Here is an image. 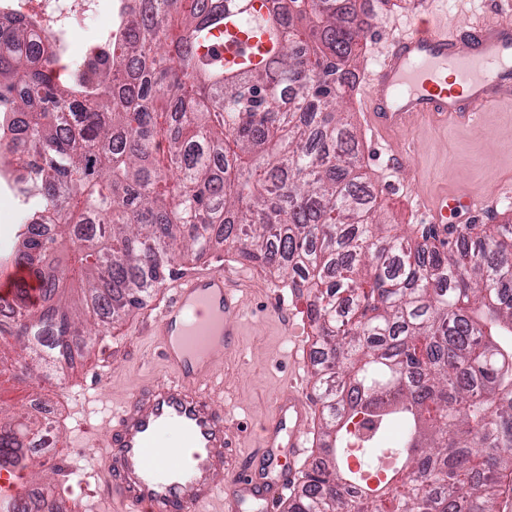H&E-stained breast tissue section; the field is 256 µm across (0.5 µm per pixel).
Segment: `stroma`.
Listing matches in <instances>:
<instances>
[{"label": "stroma", "instance_id": "obj_1", "mask_svg": "<svg viewBox=\"0 0 512 512\" xmlns=\"http://www.w3.org/2000/svg\"><path fill=\"white\" fill-rule=\"evenodd\" d=\"M426 5L437 18L462 13L478 16L485 11L486 0H389L361 18L363 48L354 73L362 74L375 48L408 29ZM359 98L358 90L350 89L341 109L358 135L362 161L380 194L385 223L419 236L424 217L418 196L434 199L460 191L491 196L501 182L512 178V110H492L472 126L417 119L402 135L408 151L405 168L399 172L389 167L386 149L372 142L365 130ZM177 268L183 273L224 271L236 279L235 293L242 302L239 316L233 319L235 334L219 356L223 372L215 381L223 393L224 419L232 438L220 477L226 485L239 464L258 448L259 429L272 416L283 387L296 386L308 399L311 414L320 411L311 376V327L295 306L310 296L306 289L283 282L274 270L221 248L200 258L185 257ZM149 314L145 307L112 324L91 351H76L72 364L53 383L11 372L0 374V408L16 412L38 401L58 422L54 453L71 469L70 480H61L37 452L24 480L28 489L44 485L57 489L53 512H86L84 505L96 488L81 478L89 467L92 444L106 435L103 421L112 404L167 376L157 347L145 331Z\"/></svg>", "mask_w": 512, "mask_h": 512}]
</instances>
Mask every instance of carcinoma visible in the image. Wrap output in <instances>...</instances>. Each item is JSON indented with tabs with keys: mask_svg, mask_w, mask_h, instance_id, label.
I'll use <instances>...</instances> for the list:
<instances>
[{
	"mask_svg": "<svg viewBox=\"0 0 512 512\" xmlns=\"http://www.w3.org/2000/svg\"><path fill=\"white\" fill-rule=\"evenodd\" d=\"M104 50L74 72L61 47L27 52L39 16L0 0V150L22 223L0 269L23 270L0 321L21 374L48 377L144 306L178 260L222 243L309 290L326 455L288 512H367L340 467L348 425L399 418L397 512H499L512 476V224L426 227L433 247L379 221L357 135L337 108L373 0H114ZM258 15L260 45L224 63V32ZM28 114L24 129L13 116ZM177 185L161 189L166 176ZM35 287L40 299L30 298ZM48 422L0 416V464L24 472Z\"/></svg>",
	"mask_w": 512,
	"mask_h": 512,
	"instance_id": "cac0c4a2",
	"label": "carcinoma"
}]
</instances>
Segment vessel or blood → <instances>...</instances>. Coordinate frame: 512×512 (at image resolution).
<instances>
[{
  "label": "vessel or blood",
  "mask_w": 512,
  "mask_h": 512,
  "mask_svg": "<svg viewBox=\"0 0 512 512\" xmlns=\"http://www.w3.org/2000/svg\"><path fill=\"white\" fill-rule=\"evenodd\" d=\"M360 104L375 141L403 168L406 150L393 139L419 116L446 125L473 123L488 109L512 107V0H491L467 29L417 18L393 36L361 80ZM490 196L443 197L421 204L428 223L444 229L455 210L482 213ZM232 279L223 273L171 280L147 331L161 346L169 380L119 403L108 418L110 435L91 456L99 503L125 512H206L221 501L225 512H267L290 488L307 452L308 408L295 390L283 391L273 422L263 429V471L244 462L229 488L225 450L231 447L221 399L210 390L215 357L240 312ZM288 438L287 454L277 451Z\"/></svg>",
  "instance_id": "obj_1"
}]
</instances>
